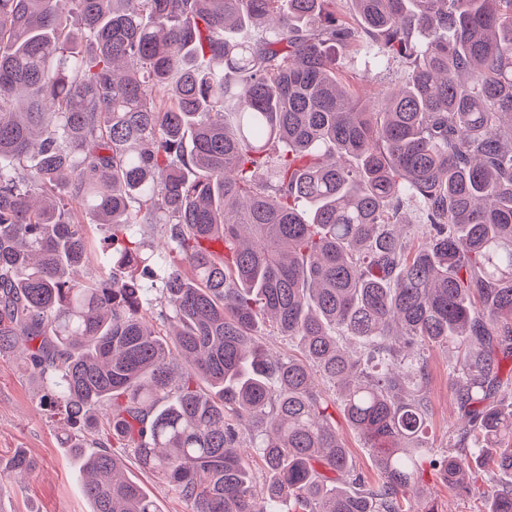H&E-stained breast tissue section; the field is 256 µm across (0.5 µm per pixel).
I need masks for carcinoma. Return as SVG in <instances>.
<instances>
[{
	"label": "carcinoma",
	"mask_w": 512,
	"mask_h": 512,
	"mask_svg": "<svg viewBox=\"0 0 512 512\" xmlns=\"http://www.w3.org/2000/svg\"><path fill=\"white\" fill-rule=\"evenodd\" d=\"M361 51L402 88L357 96ZM2 158L0 356L66 422L90 512H159L128 457L190 512H410L425 455L452 485L486 448L512 471V0H0ZM450 344L441 450L421 350ZM336 429L343 437L346 448L357 461L359 470L367 477L370 483H376L381 479V472L374 462L371 448H367L363 437L353 430L346 422L342 410L336 404Z\"/></svg>",
	"instance_id": "carcinoma-1"
}]
</instances>
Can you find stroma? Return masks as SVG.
<instances>
[{"instance_id":"35a3bbf8","label":"stroma","mask_w":512,"mask_h":512,"mask_svg":"<svg viewBox=\"0 0 512 512\" xmlns=\"http://www.w3.org/2000/svg\"><path fill=\"white\" fill-rule=\"evenodd\" d=\"M370 71L373 79L357 81L358 94L375 96L378 90L400 86L396 68L369 56L344 59L343 75ZM458 352L453 347H429L425 354V396L429 402L428 438L444 448L460 423V412L450 381V367ZM44 390L22 361L0 358V460L19 451L36 463L35 470L14 481L10 494L0 498V512H89L80 489L79 465L60 444L62 431L47 415ZM468 489L449 485L431 468H424L410 504L417 512H487L484 493L490 486L512 483V473L492 463L473 470Z\"/></svg>"}]
</instances>
